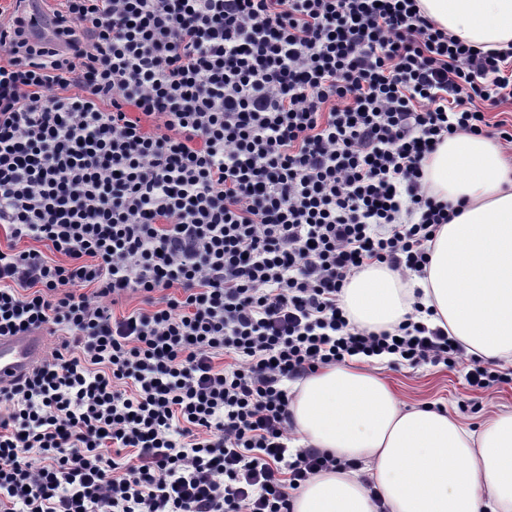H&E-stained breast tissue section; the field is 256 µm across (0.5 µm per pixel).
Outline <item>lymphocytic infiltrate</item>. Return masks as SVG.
<instances>
[{
  "label": "lymphocytic infiltrate",
  "instance_id": "f902f5d3",
  "mask_svg": "<svg viewBox=\"0 0 512 512\" xmlns=\"http://www.w3.org/2000/svg\"><path fill=\"white\" fill-rule=\"evenodd\" d=\"M0 20V336H61L0 390V512H292L354 463L289 447L291 383L356 358L512 381L421 303L378 333L342 308L367 267L423 273L458 214L422 189L444 138L512 144L486 114L512 48L418 0H58L36 40Z\"/></svg>",
  "mask_w": 512,
  "mask_h": 512
}]
</instances>
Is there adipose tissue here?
Returning a JSON list of instances; mask_svg holds the SVG:
<instances>
[{
	"mask_svg": "<svg viewBox=\"0 0 512 512\" xmlns=\"http://www.w3.org/2000/svg\"><path fill=\"white\" fill-rule=\"evenodd\" d=\"M425 16L485 50L512 44V0H420ZM424 186L461 203L441 225L423 276L384 266L351 277L350 321L394 330L414 301L433 309L467 352L512 365V154L468 134L444 139L426 160ZM298 443L359 470H326L293 500L294 512H512V410L472 426L444 408H408L375 371L328 366L294 387ZM379 500H372L371 491Z\"/></svg>",
	"mask_w": 512,
	"mask_h": 512,
	"instance_id": "1",
	"label": "adipose tissue"
}]
</instances>
